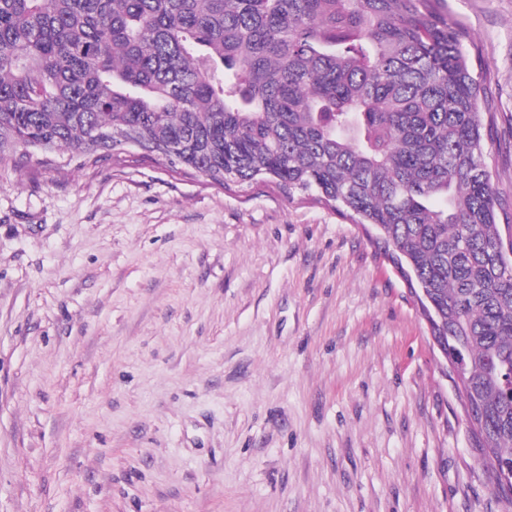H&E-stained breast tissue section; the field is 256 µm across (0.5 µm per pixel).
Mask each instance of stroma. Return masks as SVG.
Wrapping results in <instances>:
<instances>
[{
	"label": "stroma",
	"instance_id": "1",
	"mask_svg": "<svg viewBox=\"0 0 512 512\" xmlns=\"http://www.w3.org/2000/svg\"><path fill=\"white\" fill-rule=\"evenodd\" d=\"M512 219V0H440ZM359 225L154 162L0 173V512H507Z\"/></svg>",
	"mask_w": 512,
	"mask_h": 512
}]
</instances>
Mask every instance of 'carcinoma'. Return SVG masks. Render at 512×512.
I'll return each mask as SVG.
<instances>
[{
  "label": "carcinoma",
  "mask_w": 512,
  "mask_h": 512,
  "mask_svg": "<svg viewBox=\"0 0 512 512\" xmlns=\"http://www.w3.org/2000/svg\"><path fill=\"white\" fill-rule=\"evenodd\" d=\"M491 129L438 0H0V172L154 160L347 217L426 289L494 477L512 268Z\"/></svg>",
  "instance_id": "obj_1"
}]
</instances>
